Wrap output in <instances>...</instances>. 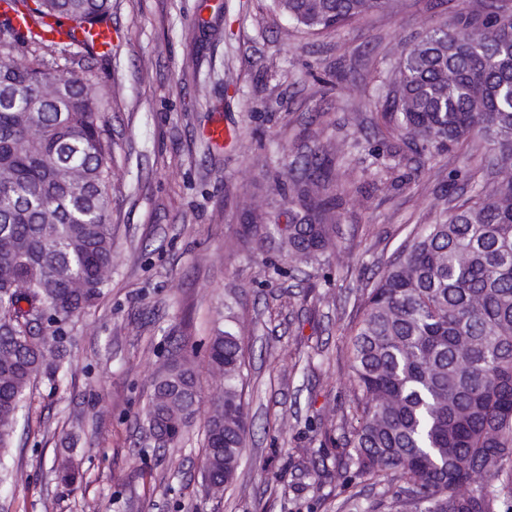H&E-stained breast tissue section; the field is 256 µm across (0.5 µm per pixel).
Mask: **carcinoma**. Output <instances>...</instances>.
<instances>
[{
  "instance_id": "carcinoma-1",
  "label": "carcinoma",
  "mask_w": 512,
  "mask_h": 512,
  "mask_svg": "<svg viewBox=\"0 0 512 512\" xmlns=\"http://www.w3.org/2000/svg\"><path fill=\"white\" fill-rule=\"evenodd\" d=\"M32 18L78 28L111 18L112 0H24ZM395 0H273L296 27L319 34ZM30 47L20 63L0 53V459L8 454L27 392L44 375L64 377L71 324L94 304L112 268V143L102 119L110 87L89 93V67L60 72L42 52L57 44L0 37ZM437 154L471 139L493 178L430 224H418L366 289L348 349L355 415L344 471L388 487L386 512H512V11L485 0L432 28L391 74L380 116ZM347 195L306 162L288 195V223L256 204L234 245L280 252L303 265L341 262L338 210ZM241 289H228L224 327L209 344V368L224 373V411L208 419L203 470L216 490L234 480L249 436L243 399ZM194 362L175 353L153 379L149 431L177 444L198 410ZM80 473L65 461L66 487Z\"/></svg>"
}]
</instances>
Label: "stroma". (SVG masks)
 Returning <instances> with one entry per match:
<instances>
[{
  "label": "stroma",
  "mask_w": 512,
  "mask_h": 512,
  "mask_svg": "<svg viewBox=\"0 0 512 512\" xmlns=\"http://www.w3.org/2000/svg\"><path fill=\"white\" fill-rule=\"evenodd\" d=\"M483 0H398L394 12L303 33L271 0H112V52L46 51L67 71L91 67L112 93L104 121L116 169L108 288L75 323L72 374L40 379L0 476V512H370L384 487L343 485L353 391L346 350L362 290L412 225L446 194L483 183L459 150L430 160L401 139L372 160L378 85L427 28ZM223 146L207 139L215 122ZM354 172L336 232L342 264L317 269L275 250L227 247L238 207L273 209L289 168L311 154ZM392 173L403 185L377 190ZM243 286L250 437L235 479L207 496L200 472L211 399L205 350L224 318L226 284ZM194 360L199 410L176 447L156 448L145 408L176 345ZM71 456L82 476L64 488L52 468Z\"/></svg>",
  "instance_id": "stroma-1"
}]
</instances>
